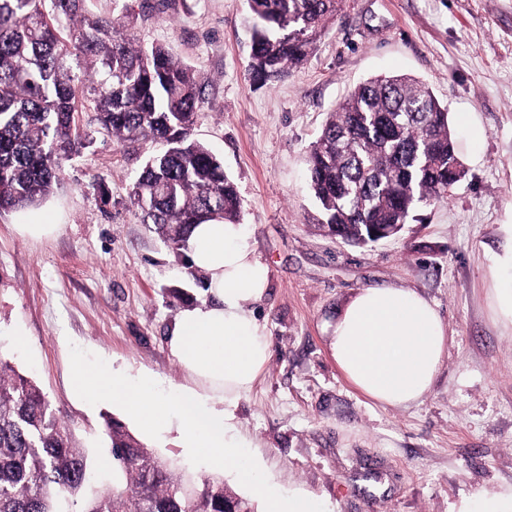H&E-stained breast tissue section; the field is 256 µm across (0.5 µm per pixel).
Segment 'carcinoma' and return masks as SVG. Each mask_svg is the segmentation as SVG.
Masks as SVG:
<instances>
[{"mask_svg":"<svg viewBox=\"0 0 512 512\" xmlns=\"http://www.w3.org/2000/svg\"><path fill=\"white\" fill-rule=\"evenodd\" d=\"M86 0H0V213L37 207L63 163L94 143L78 112L90 105L122 147L152 152L130 198L144 224L181 246L194 224L239 223L223 160L193 138L199 75L160 45L134 46L125 15H85ZM251 75L275 79L302 63L342 0H246ZM320 224L353 244L444 202L464 176L448 110L405 75L356 85L308 150ZM112 490L96 491L83 449L42 390L0 358V512H257L224 479L198 476L105 421Z\"/></svg>","mask_w":512,"mask_h":512,"instance_id":"1","label":"carcinoma"}]
</instances>
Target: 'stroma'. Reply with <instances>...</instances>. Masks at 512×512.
<instances>
[{"label": "stroma", "mask_w": 512, "mask_h": 512, "mask_svg": "<svg viewBox=\"0 0 512 512\" xmlns=\"http://www.w3.org/2000/svg\"><path fill=\"white\" fill-rule=\"evenodd\" d=\"M86 7L127 12L137 44L164 46L200 75L193 136L223 159L246 242L269 270L256 309L270 358L235 407L243 461L316 512H461L483 495H512V326L494 304L497 289H512L500 267L512 250V0H342L307 60L264 85L249 74L245 0ZM395 74L427 81L447 106L465 175L399 236L349 245L315 220L307 151L355 85ZM146 152L97 134L34 210L52 235L31 237L17 213L0 215V356L71 429L97 490L113 478L101 466L108 415L157 454L204 471L176 429L147 433L120 407L73 394L80 367L149 377L159 395L192 385L167 335L182 309L206 299L205 281L131 204ZM386 285L417 290L448 330L429 392L407 407L348 382L323 331L359 290Z\"/></svg>", "instance_id": "obj_1"}]
</instances>
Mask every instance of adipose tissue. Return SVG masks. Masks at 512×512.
<instances>
[{
  "mask_svg": "<svg viewBox=\"0 0 512 512\" xmlns=\"http://www.w3.org/2000/svg\"><path fill=\"white\" fill-rule=\"evenodd\" d=\"M240 224L210 222L192 228L187 259L202 273L209 301L184 308L167 344L182 369L206 391L172 397L150 393L148 382L89 370L75 381L78 396L122 406L150 431L178 422L189 454L211 468L236 471L266 501V512H313L302 494L282 496L254 479L229 435L238 399L249 392L270 357V340L255 306L265 296L266 265L244 242ZM331 354L345 377L374 401L407 407L430 390L448 332L436 307L418 291L394 285L359 290L326 324Z\"/></svg>",
  "mask_w": 512,
  "mask_h": 512,
  "instance_id": "obj_1",
  "label": "adipose tissue"
}]
</instances>
